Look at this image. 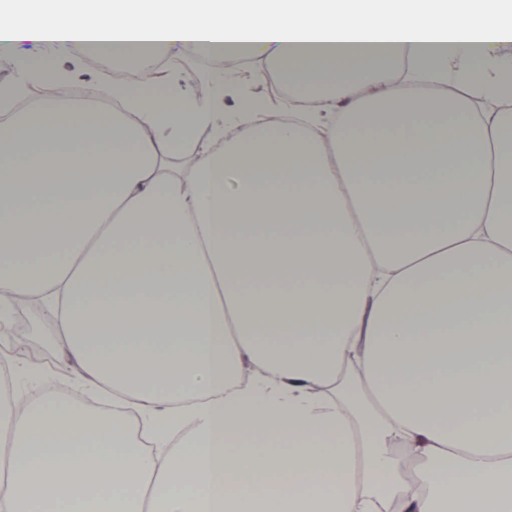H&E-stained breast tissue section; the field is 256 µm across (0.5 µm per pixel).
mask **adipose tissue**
I'll return each instance as SVG.
<instances>
[{"label":"adipose tissue","instance_id":"1","mask_svg":"<svg viewBox=\"0 0 512 512\" xmlns=\"http://www.w3.org/2000/svg\"><path fill=\"white\" fill-rule=\"evenodd\" d=\"M512 0H7L37 47L232 46L287 124L117 86L0 114V324L124 415L0 399V512H512Z\"/></svg>","mask_w":512,"mask_h":512}]
</instances>
